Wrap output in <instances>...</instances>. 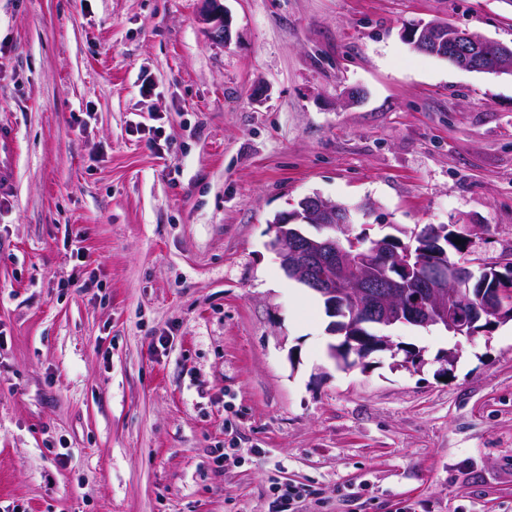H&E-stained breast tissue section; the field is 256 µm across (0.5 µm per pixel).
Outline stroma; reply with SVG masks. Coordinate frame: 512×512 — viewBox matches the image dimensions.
Returning <instances> with one entry per match:
<instances>
[{
	"label": "stroma",
	"instance_id": "1",
	"mask_svg": "<svg viewBox=\"0 0 512 512\" xmlns=\"http://www.w3.org/2000/svg\"><path fill=\"white\" fill-rule=\"evenodd\" d=\"M222 3L227 44L203 0H0V503L272 512L288 486L293 512H512V321L398 325L421 368L342 369L268 246L318 194L373 202L371 240L471 224L474 256L512 253V78L404 35L444 19L511 44L512 6ZM207 9L202 14L208 35L218 41L227 42L231 37V18L220 4L221 0H203ZM17 136L14 130L0 125V193L11 191L16 161Z\"/></svg>",
	"mask_w": 512,
	"mask_h": 512
}]
</instances>
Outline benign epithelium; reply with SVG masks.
<instances>
[{"label":"benign epithelium","mask_w":512,"mask_h":512,"mask_svg":"<svg viewBox=\"0 0 512 512\" xmlns=\"http://www.w3.org/2000/svg\"><path fill=\"white\" fill-rule=\"evenodd\" d=\"M202 20L208 35L218 41L231 37V18L221 0H204ZM408 42L428 52L453 51L456 67L474 70L487 61L497 70L512 73V45L445 21L411 25ZM349 208L320 195L307 196L298 207L270 223V249L286 275L318 293L332 316L343 317L345 339L328 353L350 368L379 351L396 348L383 332L395 325L438 326L457 336L470 337L481 318L502 315L512 303V257L472 261L465 267L450 264L443 246L445 230L422 233L428 249L420 254L392 236L363 246L351 236ZM315 229L307 233L302 227ZM357 360H350L351 355Z\"/></svg>","instance_id":"obj_1"}]
</instances>
